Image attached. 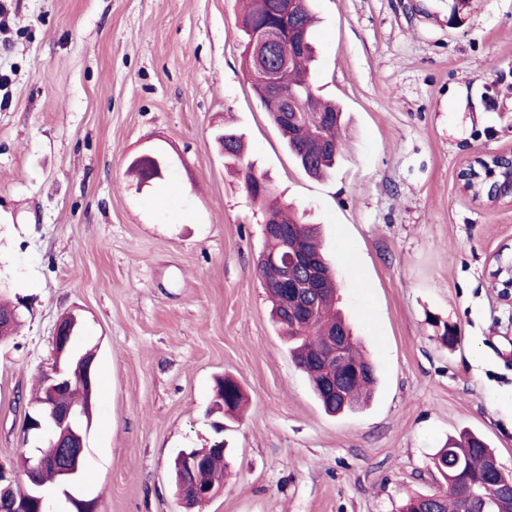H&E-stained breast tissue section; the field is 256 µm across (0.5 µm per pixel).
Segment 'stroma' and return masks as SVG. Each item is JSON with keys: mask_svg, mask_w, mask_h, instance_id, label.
I'll list each match as a JSON object with an SVG mask.
<instances>
[{"mask_svg": "<svg viewBox=\"0 0 512 512\" xmlns=\"http://www.w3.org/2000/svg\"><path fill=\"white\" fill-rule=\"evenodd\" d=\"M315 0L317 94L347 121L328 178L289 154L242 68L239 0H0V462L25 435L73 313L94 350L84 459L67 488L97 512H182L171 464L225 440L203 512H398L439 490L430 460L482 435L512 472V306L487 286L512 208L463 194L475 151L512 149V0ZM320 225L336 306L379 372L371 405L327 415L293 364L256 273L262 216L217 132ZM164 154L163 178L126 170ZM456 325L452 347L431 319ZM245 417L209 413L216 377Z\"/></svg>", "mask_w": 512, "mask_h": 512, "instance_id": "1", "label": "stroma"}]
</instances>
